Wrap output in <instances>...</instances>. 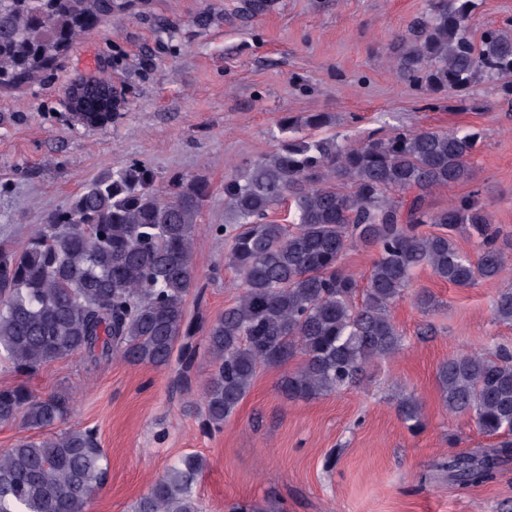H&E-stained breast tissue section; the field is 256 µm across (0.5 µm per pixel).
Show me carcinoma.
<instances>
[{"mask_svg": "<svg viewBox=\"0 0 512 512\" xmlns=\"http://www.w3.org/2000/svg\"><path fill=\"white\" fill-rule=\"evenodd\" d=\"M477 0H430L394 47L399 72L432 93H464L487 80L512 103V19L472 37ZM125 0H0V88L40 77L77 37L120 14ZM85 112L76 121L96 128L122 104L101 111V79L73 83ZM324 112L279 121L270 154L224 181V264L241 282L235 301L208 326L213 369L203 384L200 415L210 432L236 413L262 369L282 368L278 387L289 400H310L354 386L364 368L393 357L403 333L391 308L428 267L459 288L495 280L509 259L500 230L476 199L461 197L432 209L436 189L472 177L481 139L473 130L401 129L356 143L318 135ZM209 184L177 177L166 187L131 162L84 183L67 206L40 225L24 247L0 243V362L32 375L60 359L97 367L118 356L133 365L171 366L179 355L188 379L196 350L186 305L200 294L194 236ZM289 202L286 222L270 212ZM422 224L440 231L425 234ZM470 230L476 255L460 251L456 233ZM355 245L377 256L359 289L341 259ZM493 313L512 322V287L501 289ZM440 399L451 414L470 416L489 436H512V352L459 354L436 371ZM397 411L412 432L423 426L411 394ZM70 414L63 394L35 395L20 385L0 389V424L20 421L46 430L0 452V512H86L107 480L106 456L93 429H58ZM512 457V441L448 460L460 489L496 477ZM206 458L185 455L170 465L132 512H203L195 486Z\"/></svg>", "mask_w": 512, "mask_h": 512, "instance_id": "cac0c4a2", "label": "carcinoma"}]
</instances>
